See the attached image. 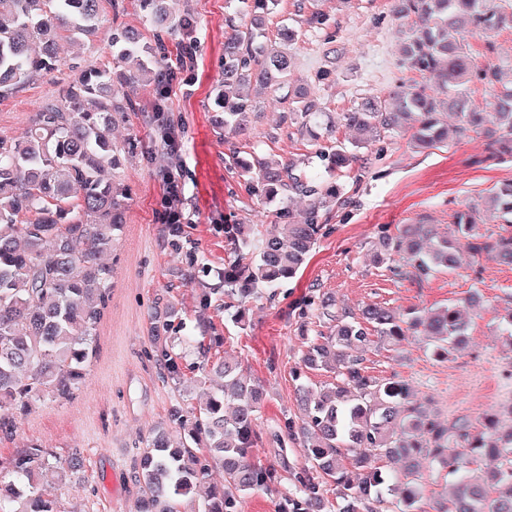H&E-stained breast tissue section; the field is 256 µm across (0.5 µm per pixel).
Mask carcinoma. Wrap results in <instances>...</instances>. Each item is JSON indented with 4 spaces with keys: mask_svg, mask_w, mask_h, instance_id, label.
I'll use <instances>...</instances> for the list:
<instances>
[{
    "mask_svg": "<svg viewBox=\"0 0 512 512\" xmlns=\"http://www.w3.org/2000/svg\"><path fill=\"white\" fill-rule=\"evenodd\" d=\"M106 0H0V98L23 89L37 77L61 66L59 31L71 40L95 29ZM280 0H246L249 21L224 18V80L216 88L221 109L215 127L227 138L245 134L253 105L244 88L280 91L288 87L291 58L286 47L297 37L289 26L267 41V16ZM156 28L193 31L190 15L170 14L166 0H139ZM397 17L416 18V27L402 49V64L418 73L434 92L402 83L387 98L371 97L345 113L346 124L359 138L348 146L334 142L319 151L332 180L311 185L312 178L294 162L274 158L232 156L245 184L269 202L288 192L309 198L304 217L283 210L284 224L255 237L250 224L224 225V238L234 256L217 272L221 288H203L200 308L214 296L224 306L243 302L261 287L276 288L294 279L308 261L324 225L322 212L344 205L343 190L333 178L365 163L360 149L381 133L408 120L418 146L430 148L448 139L440 115L448 111L460 122L462 136L470 132L489 138L497 157L512 156V86L501 72L488 67L479 74L486 108H479L461 86L472 62L461 50L459 35L470 24L492 29L503 17L490 11L486 0H397ZM111 59L72 67L75 77L56 96L40 103L20 138L0 136V432L12 434L6 411L30 399L70 401L95 352L93 336L111 298L112 266L104 257L125 223L126 204L119 197L107 168L119 163V153L132 154L136 139L119 147L112 141L116 118L134 111L125 92L112 83V62L125 66L123 82L161 89L173 74L164 68L162 44L148 45L132 28L116 26L109 38ZM300 130L320 126L324 112L304 91L288 96ZM485 204L512 225V181L494 188ZM480 210L456 211L453 224L467 240L474 257L492 254L512 265V232L486 235L479 230ZM399 255L421 281L439 272L456 271L457 246L438 237L427 224H404L394 236L382 234L373 257L390 263ZM299 329L308 337L299 367L331 371L335 381L316 390L300 387L305 418L286 420L287 437L300 439L308 474L299 492L275 502V512H322L324 493L333 486L341 500L339 512H380L386 497L395 498L400 512H422L418 462L424 457L447 470L452 482L448 501L438 512H512V430L503 432L493 413L477 424L459 420L448 426L428 418L409 386L400 380H374L361 367L358 351L377 337L392 344L408 336H424L437 353L463 350L469 317L465 310L483 309L482 295L473 289L457 304L414 312L369 305L355 313L336 305L332 297L313 289L298 303ZM328 323L315 328L313 319ZM179 313L172 305L152 316L150 339L171 379L179 383H217L208 392L199 415L188 421L181 411L157 427L148 446L134 461V478L141 487L136 512H180L182 499L201 500L200 512H241V496L270 491L278 469L254 454L261 408L259 386L240 374L238 363L226 358L183 363L167 349L168 334ZM459 450L448 453V445ZM352 456L348 473L344 458ZM498 462L485 478L476 467L481 458ZM397 458L403 478L394 479L377 460ZM224 470V484L207 481L211 465ZM80 467L78 454L56 465L51 454L31 445L12 459L14 480L0 489V512H60L58 501L42 487L44 473L64 474Z\"/></svg>",
    "mask_w": 512,
    "mask_h": 512,
    "instance_id": "obj_1",
    "label": "carcinoma"
}]
</instances>
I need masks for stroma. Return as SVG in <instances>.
<instances>
[{
	"mask_svg": "<svg viewBox=\"0 0 512 512\" xmlns=\"http://www.w3.org/2000/svg\"><path fill=\"white\" fill-rule=\"evenodd\" d=\"M392 4L281 0L270 15L268 31L285 24L297 32L290 48L292 84L310 85L318 111L327 113L336 127L335 135L323 130L313 141L299 135L294 120L284 119L288 101L280 92L257 98L259 116L245 135L227 139L219 134L212 123L213 89L222 78L224 18H243L246 6L243 0H171L173 12L192 16L195 32L190 38L180 31L166 36V63L175 72L171 92L130 89L136 110L112 133L117 142L132 137L140 146L114 172L127 194L125 224L108 258L112 295L96 328V353L74 400L36 401L14 409L12 435L0 434V482L12 480L9 461L27 446L45 448L62 462L78 452L83 457L78 471L63 481L52 473L44 478L61 512H134L140 491L133 460L146 447L151 429L167 422L173 409L188 411L202 402L199 389L163 374L149 340L155 308L172 304L182 325L171 344L186 362L200 359L195 336H220L224 342L216 347V356L238 360L243 377L263 386L255 454L280 464L281 491H294L306 466L305 452L295 442L277 444L274 435L283 431L285 419L301 415L297 384L316 389L334 379L322 370L293 377L306 339L292 306L313 285L335 297L337 306L354 312L368 304L401 311L436 307L480 289L486 305L469 320L466 350L439 357L419 336L398 345L377 340L363 352V364L377 381L407 382L428 415L445 424L474 421L492 411L502 428L512 427V345L500 332L504 317L512 312V267L491 254L473 259L463 245L456 272H439L418 282L372 259L380 227L393 232L403 224H429L438 235H453L456 210L481 204L495 185L512 180V158L492 156L485 137H459L455 116L444 115L448 140L436 147H415L411 128L398 127L364 149L369 168L360 176L339 179L348 205L323 216L325 233L297 278L249 300L246 328L228 321L223 300L200 309V292L215 286L213 277L192 282L184 277L194 257L211 269H223L230 255L225 225L253 224L265 231L278 223L282 206L298 218L307 207V197L295 192L281 205L249 193L230 165L232 153L245 157L256 152L317 170V150L330 139L348 142L356 136L344 125L343 113L366 98H387L395 85L408 80L401 64V26ZM319 14L324 17L320 24L315 21ZM116 23L140 30L145 41L154 39L134 0H115L104 9L92 48L83 53L86 62H96L103 53ZM463 44L476 70L493 65L505 80H512L511 23L491 30L468 28ZM323 70L329 73L324 80L318 77ZM69 75L61 69L55 78H42L0 99V135L21 136L34 109ZM159 99L175 135L171 155L161 147L152 120ZM167 167L182 189L185 225L179 238L169 236L165 224L162 171Z\"/></svg>",
	"mask_w": 512,
	"mask_h": 512,
	"instance_id": "stroma-1",
	"label": "stroma"
}]
</instances>
